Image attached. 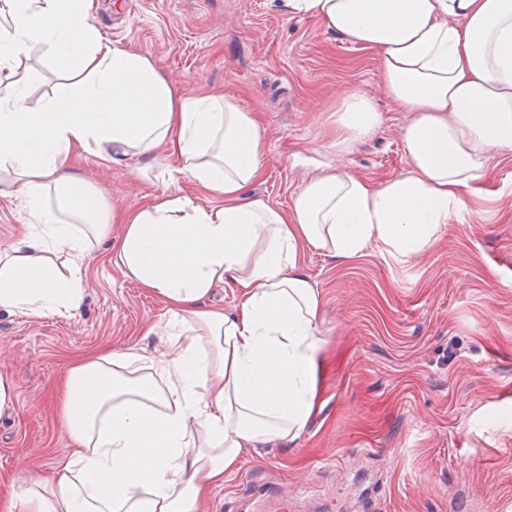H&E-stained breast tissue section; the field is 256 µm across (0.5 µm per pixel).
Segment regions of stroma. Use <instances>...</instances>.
Segmentation results:
<instances>
[{"mask_svg":"<svg viewBox=\"0 0 512 512\" xmlns=\"http://www.w3.org/2000/svg\"><path fill=\"white\" fill-rule=\"evenodd\" d=\"M91 21L114 45L152 58L182 94L253 112L266 153L250 192L279 209L326 163L373 184L410 172L408 115L383 89L379 51L279 0H95ZM51 71L65 74L47 58L19 69L30 103L49 96ZM350 92L370 99L381 122L340 154L330 127ZM137 168L87 153L76 172L116 213L194 190L179 174ZM463 197L425 257L304 250L302 268L323 297L319 400L296 439L247 451L200 512H227L256 484L302 504L334 500L335 512H512V148L492 151ZM82 274L74 317L0 310V373L14 381V403L0 413V498L70 448L57 400L70 360L153 346L144 325L167 322L106 247L86 255Z\"/></svg>","mask_w":512,"mask_h":512,"instance_id":"stroma-1","label":"stroma"}]
</instances>
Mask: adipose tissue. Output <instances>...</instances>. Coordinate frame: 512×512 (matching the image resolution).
<instances>
[{
    "instance_id": "1",
    "label": "adipose tissue",
    "mask_w": 512,
    "mask_h": 512,
    "mask_svg": "<svg viewBox=\"0 0 512 512\" xmlns=\"http://www.w3.org/2000/svg\"><path fill=\"white\" fill-rule=\"evenodd\" d=\"M93 6L0 0V169L19 181L29 226L0 255V310L76 314L83 259L117 221L110 259L160 300L174 330L147 325L154 346L69 366L58 401L71 453L0 512H198L247 450L297 437L319 398L323 298L302 271L304 248L424 256L491 151L512 148V0H284L380 52L383 87L409 115L411 164L377 185L324 166L286 213L249 192L265 150L254 114L227 97L182 95L150 57L102 39ZM36 53L72 76L33 106L17 72ZM380 121L368 98L346 94L337 151ZM85 153L144 172L165 157L215 203L164 191L117 218L101 203L88 209L94 191L73 172ZM218 288L234 295L233 313L210 305Z\"/></svg>"
}]
</instances>
